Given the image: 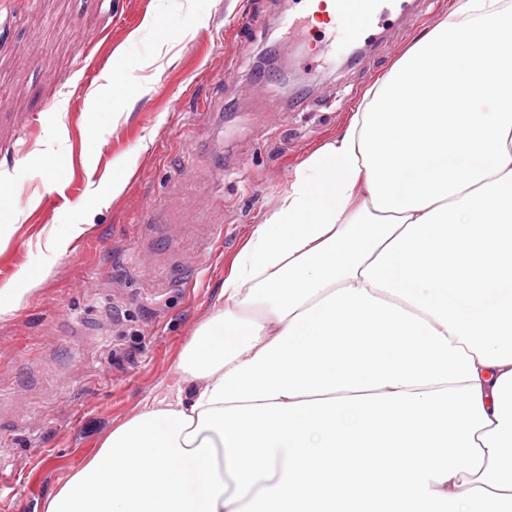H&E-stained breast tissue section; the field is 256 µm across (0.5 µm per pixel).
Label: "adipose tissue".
<instances>
[{"label": "adipose tissue", "mask_w": 512, "mask_h": 512, "mask_svg": "<svg viewBox=\"0 0 512 512\" xmlns=\"http://www.w3.org/2000/svg\"><path fill=\"white\" fill-rule=\"evenodd\" d=\"M512 0H456L295 170L45 512H512Z\"/></svg>", "instance_id": "adipose-tissue-1"}]
</instances>
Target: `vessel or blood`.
Here are the masks:
<instances>
[{
    "mask_svg": "<svg viewBox=\"0 0 512 512\" xmlns=\"http://www.w3.org/2000/svg\"><path fill=\"white\" fill-rule=\"evenodd\" d=\"M309 18L334 21L336 30L352 40L370 39L388 12L390 0H304Z\"/></svg>",
    "mask_w": 512,
    "mask_h": 512,
    "instance_id": "obj_1",
    "label": "vessel or blood"
}]
</instances>
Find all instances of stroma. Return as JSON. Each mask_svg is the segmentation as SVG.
<instances>
[{
	"instance_id": "obj_1",
	"label": "stroma",
	"mask_w": 512,
	"mask_h": 512,
	"mask_svg": "<svg viewBox=\"0 0 512 512\" xmlns=\"http://www.w3.org/2000/svg\"><path fill=\"white\" fill-rule=\"evenodd\" d=\"M451 4L393 5L354 61L329 29L287 35L303 0H0V286L28 291L0 319V512H43L115 425L176 394L295 168Z\"/></svg>"
}]
</instances>
